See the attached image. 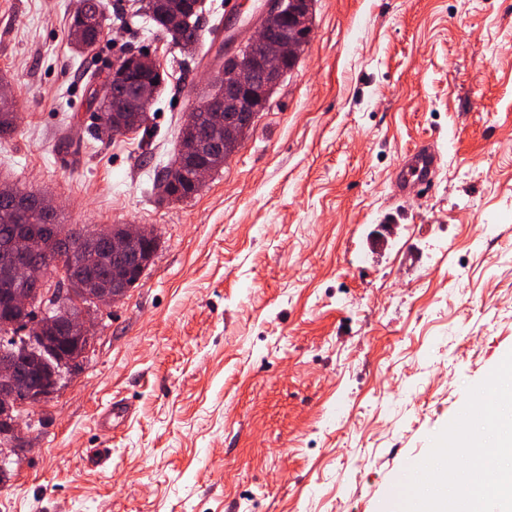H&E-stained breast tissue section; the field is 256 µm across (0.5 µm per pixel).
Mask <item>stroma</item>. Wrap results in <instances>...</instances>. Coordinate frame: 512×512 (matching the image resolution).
<instances>
[{"instance_id":"obj_1","label":"stroma","mask_w":512,"mask_h":512,"mask_svg":"<svg viewBox=\"0 0 512 512\" xmlns=\"http://www.w3.org/2000/svg\"><path fill=\"white\" fill-rule=\"evenodd\" d=\"M74 53L77 0H0L15 129L0 185L58 219L154 228L143 277L98 315L0 487V512H388L405 462L512 351V0H314L313 30L236 152L193 197L154 180L219 65L202 0L192 52L105 0ZM147 51L166 81L147 132L96 140L90 75ZM435 189H399L420 145ZM134 411L105 430L98 417Z\"/></svg>"}]
</instances>
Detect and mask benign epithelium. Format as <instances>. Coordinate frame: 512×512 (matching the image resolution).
<instances>
[{
  "label": "benign epithelium",
  "mask_w": 512,
  "mask_h": 512,
  "mask_svg": "<svg viewBox=\"0 0 512 512\" xmlns=\"http://www.w3.org/2000/svg\"><path fill=\"white\" fill-rule=\"evenodd\" d=\"M262 21L248 35L236 39L230 54L233 65L220 70L210 83L209 91L189 112L186 124H193L196 112L222 102L226 111L243 113V120L224 128L227 135L243 137L252 121L266 111L274 88L289 66L297 63L305 46L288 36L277 40L268 38L265 19L277 16L291 22L293 27L307 33L312 31L310 0H262ZM100 27V18L82 13L71 27V38L80 45L94 46ZM140 78L143 97L155 95L161 86V71L147 53L129 54L112 66L107 80L112 88L123 87L130 79ZM119 104L112 110L98 111L99 125L112 128L118 134L128 126L117 121ZM214 172L210 166H199L188 175L186 186H177L176 194L191 195ZM42 233L58 241L53 251L38 253V258L17 266L23 280L36 277L37 287L17 288L8 294L14 316L0 319V334L12 332L22 341L3 347L0 345V460L19 455V447L26 443L34 422L25 414L47 404L56 394L60 378L50 368L74 365L82 361L92 349L95 336L93 325L100 308L121 300L126 288H89L74 295L53 273L61 270L62 260L71 264L81 261L82 253L93 243H104L120 264L113 268L112 278L125 283V269L133 266L142 275L152 264L154 252L141 255L130 251L137 241L154 243V231L138 224H124L121 231L103 226L89 241H74L59 224L41 225ZM37 238L34 231L23 228L15 235L10 251L0 254V261L14 263L34 253Z\"/></svg>",
  "instance_id": "obj_1"
}]
</instances>
